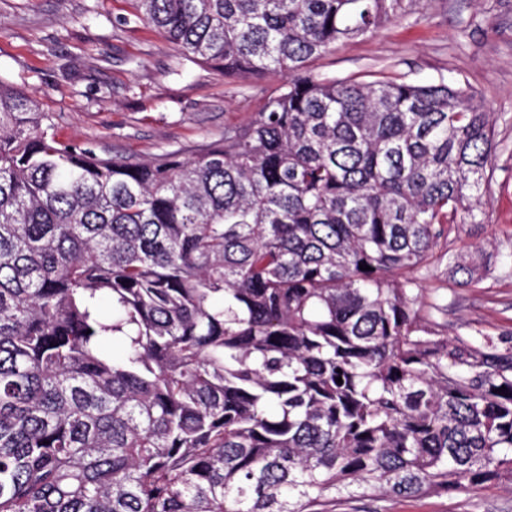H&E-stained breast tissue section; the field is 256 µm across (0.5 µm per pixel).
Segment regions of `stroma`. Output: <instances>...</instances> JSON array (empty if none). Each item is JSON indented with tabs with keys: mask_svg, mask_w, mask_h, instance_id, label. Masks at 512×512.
Returning a JSON list of instances; mask_svg holds the SVG:
<instances>
[{
	"mask_svg": "<svg viewBox=\"0 0 512 512\" xmlns=\"http://www.w3.org/2000/svg\"><path fill=\"white\" fill-rule=\"evenodd\" d=\"M128 0H0V79L54 117L58 139L103 158L138 162L165 152L196 156L228 124L259 112L250 80L186 61L156 30L131 22ZM345 77L379 70L420 84L479 91L492 112L499 149L484 197L485 221L461 224L448 256L480 269L477 281L448 284L447 267L425 283L445 288L449 336L512 332V0H405L404 13L347 41L313 64ZM333 512H512V485L478 492L337 500Z\"/></svg>",
	"mask_w": 512,
	"mask_h": 512,
	"instance_id": "obj_1",
	"label": "stroma"
}]
</instances>
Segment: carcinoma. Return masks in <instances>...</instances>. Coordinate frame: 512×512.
<instances>
[{"instance_id":"carcinoma-1","label":"carcinoma","mask_w":512,"mask_h":512,"mask_svg":"<svg viewBox=\"0 0 512 512\" xmlns=\"http://www.w3.org/2000/svg\"><path fill=\"white\" fill-rule=\"evenodd\" d=\"M130 2L190 62L281 81L199 155L130 162L0 80V512L512 484V345L448 339L424 300L461 215L482 223L479 94L312 72L403 0Z\"/></svg>"}]
</instances>
